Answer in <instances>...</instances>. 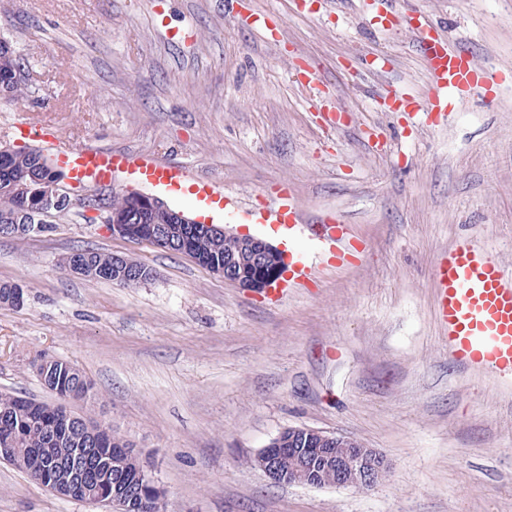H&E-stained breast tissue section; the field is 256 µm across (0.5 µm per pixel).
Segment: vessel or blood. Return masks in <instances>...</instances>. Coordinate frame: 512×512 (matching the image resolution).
<instances>
[{
	"mask_svg": "<svg viewBox=\"0 0 512 512\" xmlns=\"http://www.w3.org/2000/svg\"><path fill=\"white\" fill-rule=\"evenodd\" d=\"M433 91L422 101L390 91L396 112H443L450 98L468 92L479 83V69L466 51L448 52L433 35L421 45ZM24 133L47 144L77 185L111 182L116 171H134L139 178L164 191L193 181L203 198L216 197L213 180L171 168L148 155L112 152L95 147L67 146L56 137L51 125L27 123ZM320 240L345 244L346 227L328 217L316 229ZM438 314L448 336V351L461 366L512 380V270L493 258L482 246L460 239L449 248L436 270Z\"/></svg>",
	"mask_w": 512,
	"mask_h": 512,
	"instance_id": "vessel-or-blood-1",
	"label": "vessel or blood"
}]
</instances>
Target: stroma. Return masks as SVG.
I'll list each match as a JSON object with an SVG mask.
<instances>
[{
  "instance_id": "stroma-1",
  "label": "stroma",
  "mask_w": 512,
  "mask_h": 512,
  "mask_svg": "<svg viewBox=\"0 0 512 512\" xmlns=\"http://www.w3.org/2000/svg\"><path fill=\"white\" fill-rule=\"evenodd\" d=\"M376 0H0V38L26 62L16 123L210 175L223 225L266 238L284 189L305 223L340 214L356 251L320 246L282 297L233 287L190 258L112 235L74 204L41 232L0 237V393L53 402L36 366L79 367V410L130 440L166 512H512V383L460 367L437 317L435 269L468 237L512 269V0H397L494 84L440 123L388 111L427 97L415 30L379 28ZM266 13L271 31L253 24ZM346 110L341 126L328 109ZM381 150H370L368 134ZM93 247L148 266L134 288L59 260ZM350 436L389 463L368 489L272 483L250 460L284 429ZM0 512H104L0 460Z\"/></svg>"
}]
</instances>
